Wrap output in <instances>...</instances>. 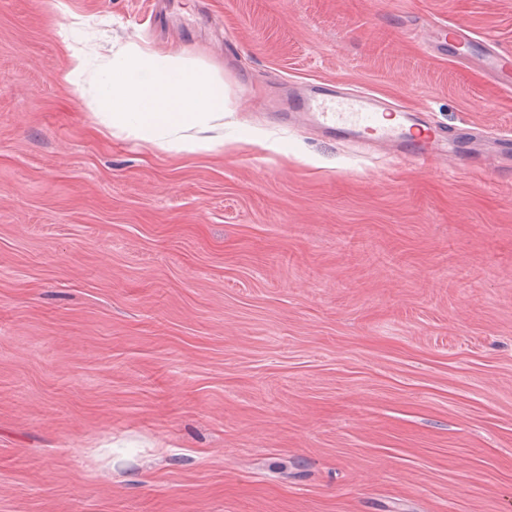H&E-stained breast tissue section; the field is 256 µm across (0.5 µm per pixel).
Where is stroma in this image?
Masks as SVG:
<instances>
[{
    "label": "stroma",
    "mask_w": 512,
    "mask_h": 512,
    "mask_svg": "<svg viewBox=\"0 0 512 512\" xmlns=\"http://www.w3.org/2000/svg\"><path fill=\"white\" fill-rule=\"evenodd\" d=\"M512 0H0V512H512V166L283 122L366 89L465 145ZM136 43L224 81V145L106 127Z\"/></svg>",
    "instance_id": "1"
}]
</instances>
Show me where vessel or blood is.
Listing matches in <instances>:
<instances>
[{
    "label": "vessel or blood",
    "instance_id": "obj_1",
    "mask_svg": "<svg viewBox=\"0 0 512 512\" xmlns=\"http://www.w3.org/2000/svg\"><path fill=\"white\" fill-rule=\"evenodd\" d=\"M381 110L378 101L366 94L341 97L324 87L302 98L296 114L330 135L352 134L364 146L391 143L396 154L422 165L447 155L446 137L438 131L422 129L417 114L400 111L396 123L387 124Z\"/></svg>",
    "mask_w": 512,
    "mask_h": 512
}]
</instances>
